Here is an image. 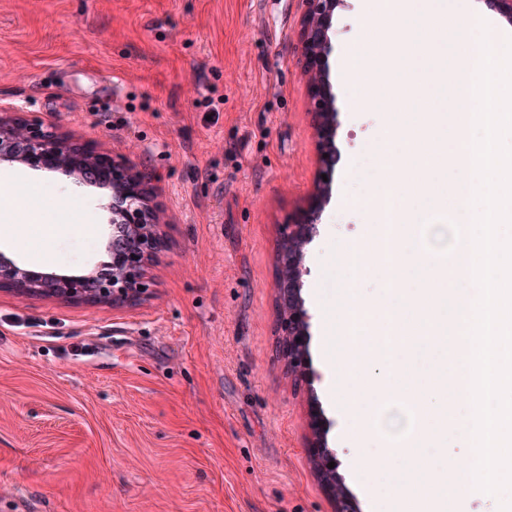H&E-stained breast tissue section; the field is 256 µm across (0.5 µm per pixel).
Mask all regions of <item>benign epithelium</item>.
Returning a JSON list of instances; mask_svg holds the SVG:
<instances>
[{
    "mask_svg": "<svg viewBox=\"0 0 512 512\" xmlns=\"http://www.w3.org/2000/svg\"><path fill=\"white\" fill-rule=\"evenodd\" d=\"M299 40L306 59L305 75L312 89V112L318 136L321 167L327 172L336 162L337 129L335 99L326 72V61L332 49L331 21L336 8L344 0H302ZM45 162L48 169L61 171L73 178L78 187L88 185L91 175L108 180L118 179L122 188L114 200L105 205L112 215V262L94 275L96 283L87 290L88 281L76 276L40 274L0 254V288H9L20 297H45L65 301H88L114 308L135 306L147 293V269L164 247L160 209L154 203L151 175L135 166L129 168L106 165L101 156L58 133L55 126L32 121L14 113L0 114V161L31 164ZM329 182L321 180L316 194L319 205L310 210L299 224L280 228L281 247L278 254V277L275 281L277 342L283 348L288 375L303 382L310 395H315V374L306 361L309 337V315L301 297L306 248L319 235L322 203L329 197ZM313 456L322 481L336 496V512H358L352 497L344 490L337 468L335 450L328 447L325 430L316 422Z\"/></svg>",
    "mask_w": 512,
    "mask_h": 512,
    "instance_id": "1",
    "label": "benign epithelium"
}]
</instances>
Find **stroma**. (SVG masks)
Wrapping results in <instances>:
<instances>
[{
    "instance_id": "35a3bbf8",
    "label": "stroma",
    "mask_w": 512,
    "mask_h": 512,
    "mask_svg": "<svg viewBox=\"0 0 512 512\" xmlns=\"http://www.w3.org/2000/svg\"><path fill=\"white\" fill-rule=\"evenodd\" d=\"M302 0H0V108L153 175L168 248L135 309L0 291V512H334L311 462L316 415L360 512L339 404L336 238L348 182L330 173L302 297L314 393L275 353L279 225L320 177L298 43ZM339 157L377 118L334 89ZM40 224L0 253L91 275L110 215L94 187L0 162ZM54 225L44 237L41 224Z\"/></svg>"
}]
</instances>
